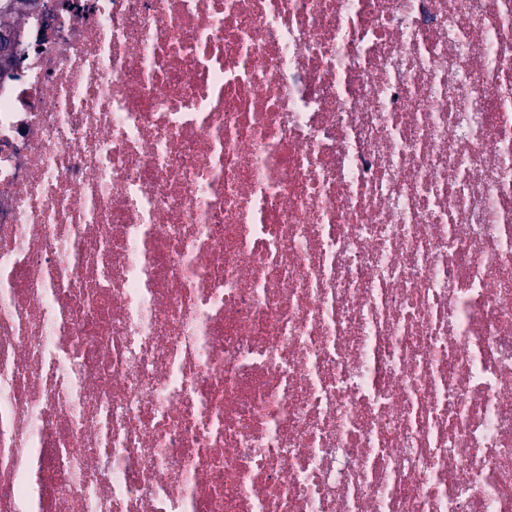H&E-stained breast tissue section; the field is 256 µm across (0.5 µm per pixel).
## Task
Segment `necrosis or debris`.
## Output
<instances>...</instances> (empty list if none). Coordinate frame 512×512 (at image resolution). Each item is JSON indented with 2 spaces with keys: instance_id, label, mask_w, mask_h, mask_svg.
<instances>
[{
  "instance_id": "obj_1",
  "label": "necrosis or debris",
  "mask_w": 512,
  "mask_h": 512,
  "mask_svg": "<svg viewBox=\"0 0 512 512\" xmlns=\"http://www.w3.org/2000/svg\"><path fill=\"white\" fill-rule=\"evenodd\" d=\"M42 3L0 512H512V0Z\"/></svg>"
}]
</instances>
